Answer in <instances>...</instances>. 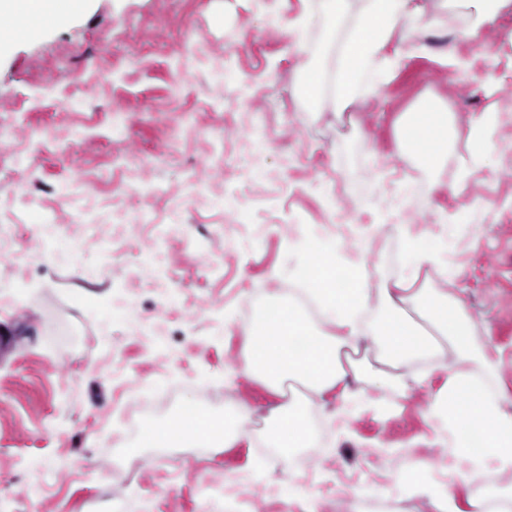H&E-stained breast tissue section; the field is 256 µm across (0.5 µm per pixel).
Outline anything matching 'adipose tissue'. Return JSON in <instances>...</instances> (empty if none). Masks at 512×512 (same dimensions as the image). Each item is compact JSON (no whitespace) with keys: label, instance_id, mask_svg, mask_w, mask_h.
I'll list each match as a JSON object with an SVG mask.
<instances>
[{"label":"adipose tissue","instance_id":"adipose-tissue-1","mask_svg":"<svg viewBox=\"0 0 512 512\" xmlns=\"http://www.w3.org/2000/svg\"><path fill=\"white\" fill-rule=\"evenodd\" d=\"M408 0H370L363 21L349 37L337 60V93L346 98L359 84L363 71L389 77L400 66L401 53H387L388 32L396 24ZM478 144L458 153L453 144L448 114L428 107L410 113L398 140L400 152L411 157V172L405 187L430 197L440 186L456 190L479 175L497 171L503 149L487 114L474 116ZM453 168L449 181H442L446 168ZM399 224L405 240L404 271L399 278L378 275L369 268L380 228L384 221ZM459 237L453 218H445L427 231L415 233L402 217L401 202L384 210L369 223L352 221L349 237H331L314 230L288 243V272H272V279L288 277L316 300L322 313L311 321L297 306L292 291L256 288L252 295L259 306L249 328L241 366L226 367L225 382L238 377H257L274 390L292 381L308 391L322 394L344 385L349 372L340 358L346 345L365 343L385 364L371 373L369 388L359 389L361 408L374 407V393L389 385L408 390L431 377L423 372L412 381L389 373L390 365L435 353L439 341H447L453 359L446 384L436 393L424 417L434 440L451 435L448 456L428 462L417 472L404 471L397 483L425 490L428 476L437 470L453 481L466 482L467 464L484 465L499 471L512 470V400L484 388L488 379L500 378L502 365L490 337L480 335L471 322L464 301L444 292L437 293L426 313L436 330L427 336L401 306L398 293L412 284L426 266L442 270L455 267ZM251 412L241 407L212 422L200 419L192 424L177 418L162 431L148 430L145 446L164 442H196L208 447L229 446L250 439ZM313 430L301 404L282 407L273 418L270 439L282 461H290L298 449L310 447Z\"/></svg>","mask_w":512,"mask_h":512}]
</instances>
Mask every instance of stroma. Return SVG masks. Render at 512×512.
<instances>
[{
	"label": "stroma",
	"mask_w": 512,
	"mask_h": 512,
	"mask_svg": "<svg viewBox=\"0 0 512 512\" xmlns=\"http://www.w3.org/2000/svg\"><path fill=\"white\" fill-rule=\"evenodd\" d=\"M424 13L418 53L373 94L320 96L311 110L301 84L311 66L328 74L341 37L367 0H352L337 28L313 20L308 54L289 49L288 21L316 0H82L79 11L38 36L0 46V227L15 247L0 252V512H435L451 495L457 512L512 483L488 470L480 484L430 476L408 495L393 476L439 457L424 411L448 373L378 409L329 428L338 391L312 397L315 445L289 463L264 451L272 411L296 397L224 368L241 363L251 289L287 271L284 231L294 214L330 236L325 197L350 209L356 191L388 205L411 161L396 140L406 113L447 107L465 152L473 114L495 111L512 142V0L478 40L462 37L463 11L416 0ZM204 42L196 55L188 50ZM481 54L502 89L461 83L446 58ZM488 219L462 244L451 290L505 362L499 390L512 396V150L497 174L449 193L440 187L407 213L426 229L474 198ZM143 400L142 429H165L197 408L222 419L252 413V443L205 448L173 463L154 460L112 409ZM142 457L138 504L112 465Z\"/></svg>",
	"instance_id": "1"
}]
</instances>
